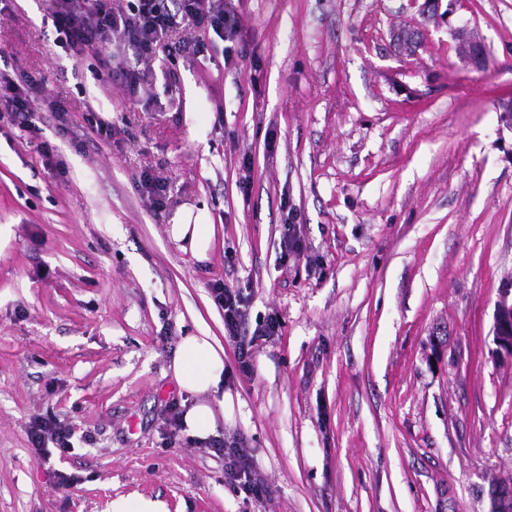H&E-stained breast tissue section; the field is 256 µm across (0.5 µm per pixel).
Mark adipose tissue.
I'll return each instance as SVG.
<instances>
[{
    "mask_svg": "<svg viewBox=\"0 0 512 512\" xmlns=\"http://www.w3.org/2000/svg\"><path fill=\"white\" fill-rule=\"evenodd\" d=\"M170 235L175 242L187 243L202 262L212 247L214 227L205 213L187 209L175 215ZM172 368L179 387L194 399L183 423L192 436L207 439L224 410V347L208 327H200L198 334L182 338Z\"/></svg>",
    "mask_w": 512,
    "mask_h": 512,
    "instance_id": "1",
    "label": "adipose tissue"
}]
</instances>
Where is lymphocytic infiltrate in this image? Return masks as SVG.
I'll use <instances>...</instances> for the list:
<instances>
[{
	"mask_svg": "<svg viewBox=\"0 0 512 512\" xmlns=\"http://www.w3.org/2000/svg\"><path fill=\"white\" fill-rule=\"evenodd\" d=\"M48 16L63 48L80 56L98 51L102 46L119 41L131 49L137 65L120 63V78L129 88H136L145 75L140 61L154 57L159 42L173 27L183 24L190 29H210L232 39L238 20L225 11L223 0H179L169 7L167 0H127L126 5L112 7L105 0H49ZM0 106L11 112L15 122L24 128L50 126L59 120L61 105L46 99L41 82H18L0 72ZM214 300L224 312V331L238 343V361L242 372H249L255 341L277 335V317H267L254 331L245 328L247 300L240 289L216 285ZM71 431L53 417L36 419L29 430V440L38 458H46L50 447L70 445ZM213 451L223 456L225 473L248 492L261 493L262 487L252 474V458L244 440L213 439Z\"/></svg>",
	"mask_w": 512,
	"mask_h": 512,
	"instance_id": "1",
	"label": "lymphocytic infiltrate"
}]
</instances>
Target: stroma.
I'll list each match as a JSON object with an SVG mask.
<instances>
[{
	"mask_svg": "<svg viewBox=\"0 0 512 512\" xmlns=\"http://www.w3.org/2000/svg\"><path fill=\"white\" fill-rule=\"evenodd\" d=\"M423 4L224 0L232 40L197 32L202 53H158L132 90L110 71L119 43L73 58L47 0H0V71L42 81L70 129L0 110V512H490L489 480L512 478V361L492 353L512 0ZM146 169L170 179L164 210ZM286 207L301 261L280 260ZM185 208L215 226L209 261L168 233ZM218 283L247 290L248 328L279 320L251 376ZM202 323L224 345L214 436L246 441L263 495L168 424L190 400L173 358ZM46 414L73 438L43 464L28 430Z\"/></svg>",
	"mask_w": 512,
	"mask_h": 512,
	"instance_id": "stroma-1",
	"label": "stroma"
}]
</instances>
